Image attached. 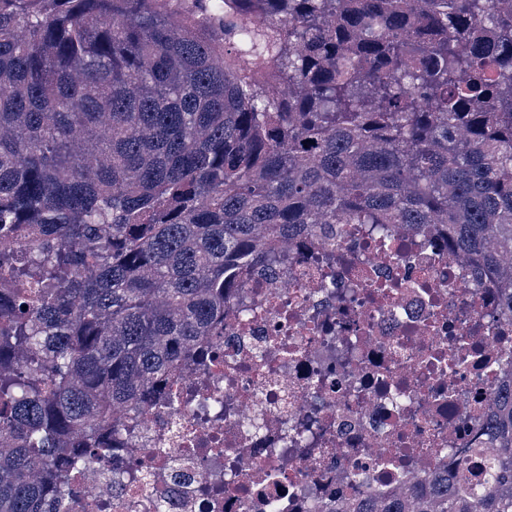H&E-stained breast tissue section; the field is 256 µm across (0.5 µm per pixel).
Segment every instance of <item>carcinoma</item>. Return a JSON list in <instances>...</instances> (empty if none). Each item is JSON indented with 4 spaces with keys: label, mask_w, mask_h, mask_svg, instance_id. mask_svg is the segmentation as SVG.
<instances>
[{
    "label": "carcinoma",
    "mask_w": 512,
    "mask_h": 512,
    "mask_svg": "<svg viewBox=\"0 0 512 512\" xmlns=\"http://www.w3.org/2000/svg\"><path fill=\"white\" fill-rule=\"evenodd\" d=\"M338 224H436L512 320V11L0 0V512H60L224 307ZM468 459L344 512H512Z\"/></svg>",
    "instance_id": "cac0c4a2"
}]
</instances>
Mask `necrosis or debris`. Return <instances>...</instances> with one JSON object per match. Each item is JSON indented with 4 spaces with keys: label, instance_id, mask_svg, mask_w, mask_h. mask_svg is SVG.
Here are the masks:
<instances>
[{
    "label": "necrosis or debris",
    "instance_id": "4bbe7bcc",
    "mask_svg": "<svg viewBox=\"0 0 512 512\" xmlns=\"http://www.w3.org/2000/svg\"><path fill=\"white\" fill-rule=\"evenodd\" d=\"M224 314L217 360L179 363L172 402L76 478L63 512H331L467 456L512 387V324L432 224L307 240ZM257 424L243 433L242 421ZM123 473L119 492L95 474Z\"/></svg>",
    "mask_w": 512,
    "mask_h": 512
}]
</instances>
